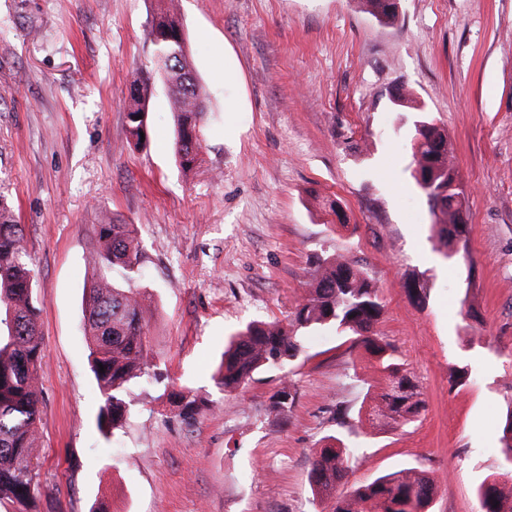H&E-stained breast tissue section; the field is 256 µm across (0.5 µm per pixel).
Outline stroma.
Returning a JSON list of instances; mask_svg holds the SVG:
<instances>
[{"mask_svg":"<svg viewBox=\"0 0 512 512\" xmlns=\"http://www.w3.org/2000/svg\"><path fill=\"white\" fill-rule=\"evenodd\" d=\"M165 0H0V192L23 224L46 357L33 450L36 512H331L311 461L343 439L337 494L417 466L439 484L432 512H478L476 488L503 471L512 404V0H400L388 26L359 0H179L207 101L203 162L183 173L151 20ZM150 72L147 135L128 142L125 103ZM409 94L448 129L468 198L467 244L449 259L412 176ZM339 200L345 222L322 203ZM107 210L137 225L147 333L175 388L206 405L178 417L161 386L127 395L112 437L82 333L93 226ZM335 253L363 265L385 305L383 336L425 407L408 426H340L358 411L368 362L332 331L292 365L228 393L213 376L229 336L283 320L304 272ZM424 273L425 303L402 287ZM470 378L451 391L448 373ZM297 389L288 417L269 398Z\"/></svg>","mask_w":512,"mask_h":512,"instance_id":"1","label":"stroma"}]
</instances>
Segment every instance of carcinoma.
<instances>
[{"label": "carcinoma", "mask_w": 512, "mask_h": 512, "mask_svg": "<svg viewBox=\"0 0 512 512\" xmlns=\"http://www.w3.org/2000/svg\"><path fill=\"white\" fill-rule=\"evenodd\" d=\"M364 9L385 25L399 21L397 0H361ZM160 36L185 40L178 0H167L154 17L150 40ZM170 88V111L176 126L175 153L181 168L193 171L201 163L202 130L207 120L206 95L199 85L186 47L180 54L156 59ZM150 77L134 80L126 105L128 131L135 144L146 132ZM412 144L414 177L428 197L434 227L448 249L458 251L466 233V193L456 170L447 130L424 114L414 121ZM97 248L85 288L83 325L90 367L100 399L95 423L110 438L121 430L129 414L125 396L131 387L167 376L150 361L146 333L153 297L135 286L143 272V250L134 224H121L109 212L95 225ZM35 267L23 225L0 195V505H29L35 494L36 447L41 413L39 370L45 347L33 289ZM307 294L286 320L250 323L224 350L217 384L234 390L255 381L263 371L284 367L301 351L305 336L325 329L347 335L364 349L373 368L384 375L385 387L359 408L358 423L384 431L414 422L424 408L417 386L398 361L380 324L384 305L369 273L340 254L317 259L306 271ZM408 296L427 299L426 283L416 274L404 281ZM297 389L290 380L279 383L270 397L277 415L288 417ZM179 417L192 421L204 405L191 390L168 393ZM336 445L319 451L311 464L313 492L333 501L332 512H430L439 486L427 471L403 467L335 496L350 471V454L337 436ZM501 451L512 469V408L502 426ZM479 512H512V475L504 480L485 478L476 490Z\"/></svg>", "instance_id": "cac0c4a2"}]
</instances>
